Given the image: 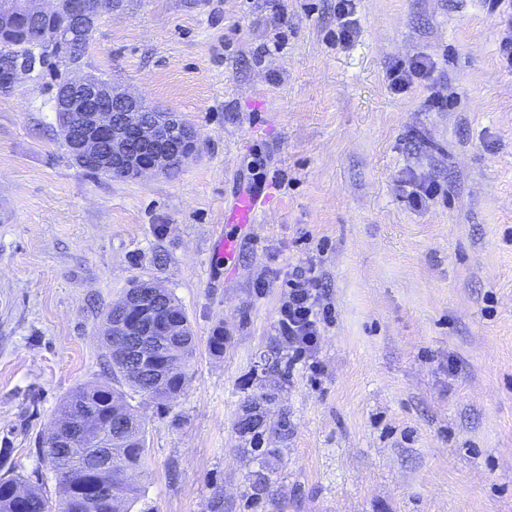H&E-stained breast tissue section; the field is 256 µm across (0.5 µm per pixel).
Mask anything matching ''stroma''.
<instances>
[{
	"mask_svg": "<svg viewBox=\"0 0 512 512\" xmlns=\"http://www.w3.org/2000/svg\"><path fill=\"white\" fill-rule=\"evenodd\" d=\"M354 17L340 44L336 0L104 11L77 72L195 128L171 175L75 164L53 112L68 66L0 80V478L58 508L42 436L96 382L145 424L131 512H512V29L488 0H355ZM423 54L431 77L392 92L388 70ZM407 179L438 192L413 207ZM251 189L267 204L234 230L224 215ZM309 257L330 315L315 359H293L275 326ZM141 283L194 336L162 405L112 377L102 341ZM258 399L264 461L237 431Z\"/></svg>",
	"mask_w": 512,
	"mask_h": 512,
	"instance_id": "35a3bbf8",
	"label": "stroma"
}]
</instances>
